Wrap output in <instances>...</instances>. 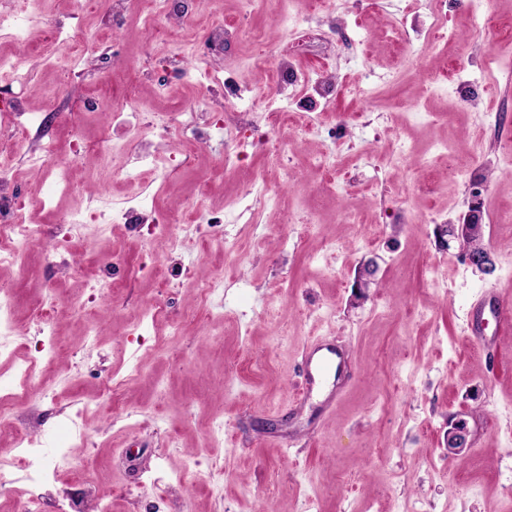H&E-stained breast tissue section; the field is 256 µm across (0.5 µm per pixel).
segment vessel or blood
I'll use <instances>...</instances> for the list:
<instances>
[{
  "label": "vessel or blood",
  "instance_id": "obj_1",
  "mask_svg": "<svg viewBox=\"0 0 512 512\" xmlns=\"http://www.w3.org/2000/svg\"><path fill=\"white\" fill-rule=\"evenodd\" d=\"M489 323L495 324V334H486ZM469 329L486 367L495 368L498 335L512 329V300L495 291L482 295L472 310ZM301 359L306 372L304 391L323 388L326 405L335 404L353 377L348 351L334 344H311L303 349Z\"/></svg>",
  "mask_w": 512,
  "mask_h": 512
}]
</instances>
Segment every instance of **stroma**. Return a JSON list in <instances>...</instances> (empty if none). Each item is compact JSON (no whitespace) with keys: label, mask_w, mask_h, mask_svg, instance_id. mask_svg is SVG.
Listing matches in <instances>:
<instances>
[{"label":"stroma","mask_w":512,"mask_h":512,"mask_svg":"<svg viewBox=\"0 0 512 512\" xmlns=\"http://www.w3.org/2000/svg\"><path fill=\"white\" fill-rule=\"evenodd\" d=\"M433 0H178L162 20L187 44L191 65L174 77L170 45L141 27L136 10L113 24L72 0H40L28 44L14 48L29 80L17 87L0 72V99L19 95L28 111L56 121L38 137L56 141L57 162L76 158L70 192L25 211L41 229L21 268L0 272L14 301L15 334L0 356V399L10 412L0 448L25 434L41 460L69 440L80 418L93 444L76 449L82 480L60 474L40 491L42 512L61 503L92 506L110 495L112 512H512V331L500 338L489 372L467 336V310L485 290L512 298V31L489 48L480 21L448 3L457 35L395 48L385 37L396 20L423 28ZM223 19L215 36L213 23ZM80 29L96 49L90 66L70 71L43 60L49 24ZM296 63L328 62L337 83L358 87L326 106L319 93L279 97L272 77L289 40ZM233 73L255 90L240 101L258 130L241 156L272 187L257 209L224 170L231 129L202 153L185 155L168 112H207L204 67ZM479 92L463 107L461 82ZM100 95L96 112L84 99ZM147 104L152 125L123 127L111 114ZM307 114L285 126L289 153L267 158V108ZM97 150L73 155L68 127ZM151 145L157 158L125 169L128 144ZM24 145L0 126V161L22 198L37 195L53 171H32ZM326 155L330 172L313 159ZM434 159L423 170L422 156ZM331 194H323L326 179ZM482 196L473 200V183ZM208 185L209 197L199 195ZM147 188L158 211L200 203L235 236V257L212 237L173 225L178 251L147 228L106 227L102 202ZM478 205L494 268L483 272L458 242L440 250L436 230ZM433 223H424L425 214ZM84 222L70 259L82 276L63 277L53 237L62 216ZM170 286L158 289L156 268ZM223 278V288L202 282ZM118 283L112 297L94 284ZM54 308L53 336L36 331L42 301ZM180 331H173V322ZM350 346L356 375L323 411L301 399L303 347ZM51 345L45 359L39 351ZM31 366L23 376L22 366ZM468 421L467 445L449 453L448 422Z\"/></svg>","instance_id":"1"}]
</instances>
